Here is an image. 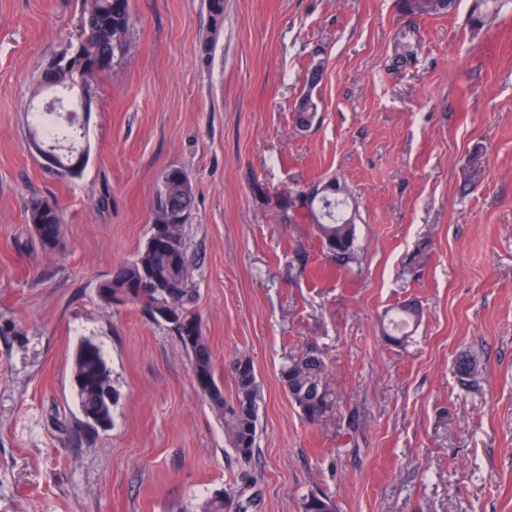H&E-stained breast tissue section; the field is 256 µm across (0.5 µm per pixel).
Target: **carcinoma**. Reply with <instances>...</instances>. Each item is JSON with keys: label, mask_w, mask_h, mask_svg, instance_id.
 <instances>
[{"label": "carcinoma", "mask_w": 512, "mask_h": 512, "mask_svg": "<svg viewBox=\"0 0 512 512\" xmlns=\"http://www.w3.org/2000/svg\"><path fill=\"white\" fill-rule=\"evenodd\" d=\"M455 0H407L406 8L420 15H434L448 11ZM208 16L212 33H217L224 23V0H207ZM135 21L130 4L119 6L111 0H83V18L78 40L84 45V57L74 61L90 72H100L120 63L133 47ZM74 68L46 65L38 87L42 91L55 92L75 86ZM54 113L39 111L37 127L44 138L55 137V142L68 139L66 130L52 120ZM78 149L73 147L56 159V169L65 176L78 178L83 168L72 166ZM194 201L191 180L161 175L152 199L153 226L158 233L172 239L167 250L154 247L147 241L136 257L113 271L103 281L98 292L109 305L136 304L142 307L154 321L172 327L181 343L189 352L195 381L200 392L224 421L225 440L243 462L248 463L256 448L260 389L253 361L246 356L233 360L230 373L234 381L231 399L215 378L213 355L203 334L201 322L195 312L194 295L188 288V260L181 228L187 222ZM345 201L336 198L315 185L288 197L285 210L308 218L315 225L322 248L340 265L354 260V225L342 215ZM27 223L31 228L45 225L62 235V216L51 200L32 197L26 203ZM164 304L170 318L164 319L154 312V307ZM419 318L416 308L405 306L391 320L392 341L400 340L410 321ZM328 369L317 355L308 352L287 364L281 370V383L300 415L313 422L326 407L317 392L327 390ZM74 382L80 414L93 419L98 427L105 428L112 422V407L118 394L111 383L110 372L98 345L90 340L80 343L74 360ZM231 494L217 493L206 501L203 512H231ZM336 507L329 495L306 497L302 512H324Z\"/></svg>", "instance_id": "1"}]
</instances>
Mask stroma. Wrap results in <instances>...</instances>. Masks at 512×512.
<instances>
[{"instance_id":"1","label":"stroma","mask_w":512,"mask_h":512,"mask_svg":"<svg viewBox=\"0 0 512 512\" xmlns=\"http://www.w3.org/2000/svg\"><path fill=\"white\" fill-rule=\"evenodd\" d=\"M405 0H130L134 51L89 80L81 177L30 146L28 102L76 42L82 0H0V512H512V0L489 26L473 0L441 15ZM213 39L210 58L200 46ZM321 69L311 127L293 109ZM194 187L188 286L232 395L260 384L257 448L238 460L170 326L100 283L133 260L161 173ZM337 180L355 225L339 266L287 196ZM55 201L44 250L25 219ZM421 311L403 344L401 304ZM104 352L119 398L84 432L74 356ZM330 408L308 423L282 384L305 352ZM27 224H30L34 234L39 238L42 246L49 251L54 250L60 242L62 235V216L58 206L51 200L42 197H31L26 203ZM44 224L46 229L57 230V243L51 245L36 231V226Z\"/></svg>"}]
</instances>
